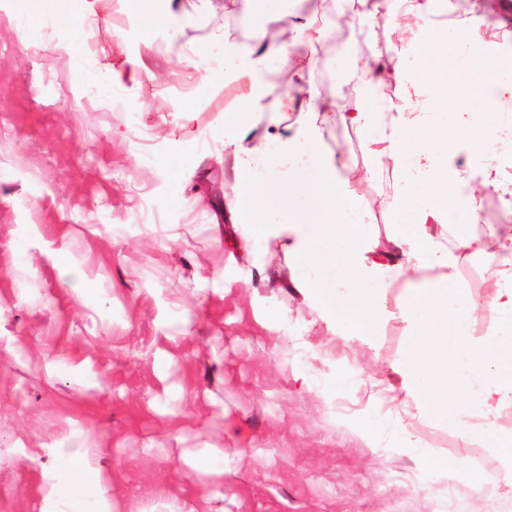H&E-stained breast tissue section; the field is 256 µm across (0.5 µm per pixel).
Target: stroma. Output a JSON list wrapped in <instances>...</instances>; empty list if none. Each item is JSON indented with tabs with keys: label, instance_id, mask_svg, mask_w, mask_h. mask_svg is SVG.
Returning a JSON list of instances; mask_svg holds the SVG:
<instances>
[{
	"label": "stroma",
	"instance_id": "stroma-1",
	"mask_svg": "<svg viewBox=\"0 0 512 512\" xmlns=\"http://www.w3.org/2000/svg\"><path fill=\"white\" fill-rule=\"evenodd\" d=\"M180 2L191 24L148 31L122 0H100L109 28L77 31L58 0H42L31 32L23 0H0V512H63L64 478L98 512H512L494 449L383 391L408 322L389 320L370 342L337 336L294 286L307 265L259 232L249 252L238 246L224 204V112L238 92L218 75L222 48L193 51L217 27L241 53L259 24L286 23L296 42L301 20L328 21L327 0ZM445 5L478 29L443 37L429 24L420 40L497 85L480 50L492 39L512 53V17L475 0ZM351 48L314 49L312 80L339 101L348 75L336 66ZM138 60V81L109 82L107 69L127 74ZM419 78L411 111L448 98L456 165L477 169L479 132L458 115L486 124L505 104L451 70ZM352 189L387 233L379 202L395 190L391 177ZM455 285L483 304L498 279L465 254ZM66 448L82 449L77 468L63 469ZM423 451L456 481L426 476ZM200 456L212 472L195 468ZM478 471L498 478L488 495L473 488Z\"/></svg>",
	"mask_w": 512,
	"mask_h": 512
}]
</instances>
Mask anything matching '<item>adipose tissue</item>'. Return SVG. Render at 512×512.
Wrapping results in <instances>:
<instances>
[{
	"instance_id": "adipose-tissue-1",
	"label": "adipose tissue",
	"mask_w": 512,
	"mask_h": 512,
	"mask_svg": "<svg viewBox=\"0 0 512 512\" xmlns=\"http://www.w3.org/2000/svg\"><path fill=\"white\" fill-rule=\"evenodd\" d=\"M363 5L364 0H343L339 13L353 31L352 79L374 86L389 81L407 91L416 85L410 59L440 67L439 54L418 41L392 45L395 63L381 67L379 53L363 48L371 20ZM323 35V27L310 22L301 30L300 43L290 45L257 27L250 33L254 48L248 62L225 52V73L238 85L241 101L224 113V137L233 148L231 213L242 226L260 225L274 246L312 267L336 268L331 290L311 279L301 286L337 335L372 340L390 317L384 302L395 294L400 317L416 324L407 351L392 368L401 390L415 399L424 419L454 423L465 438L484 436L512 471V432L499 431L494 423L503 400L512 397V230L491 224L476 236L466 225L448 223L452 206L477 220L481 192L489 186L499 190L512 216V173L488 160L472 173L457 170L452 144L432 153L411 133L438 129L435 113L410 116L402 98L375 112L341 113L362 142L361 158L324 153L320 91L311 80L314 45ZM284 103L295 110L285 134L279 130ZM305 166L317 169L316 182L296 178V170ZM386 172L397 184L387 209L412 208L413 221L383 236L365 224L335 227L333 218L360 204L352 178L372 180ZM439 180L444 193L425 192V185ZM270 195L279 198L277 209L263 207ZM467 252L482 254L499 276L496 296L482 305L463 289H448ZM421 314L427 325L417 324ZM479 315L494 330L477 341L470 325Z\"/></svg>"
}]
</instances>
